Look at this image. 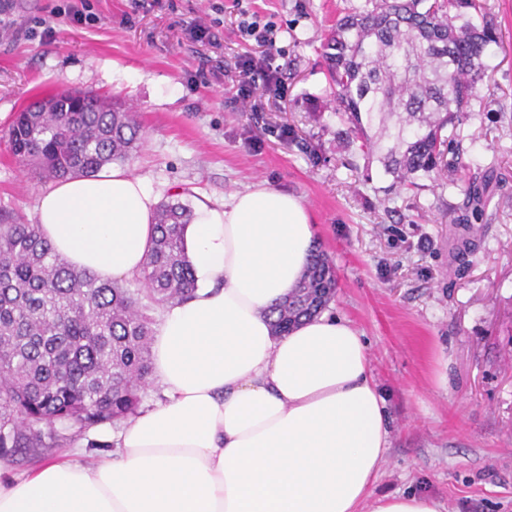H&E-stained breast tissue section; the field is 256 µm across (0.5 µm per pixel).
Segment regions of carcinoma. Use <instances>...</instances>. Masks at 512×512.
I'll return each mask as SVG.
<instances>
[{
    "instance_id": "carcinoma-1",
    "label": "carcinoma",
    "mask_w": 512,
    "mask_h": 512,
    "mask_svg": "<svg viewBox=\"0 0 512 512\" xmlns=\"http://www.w3.org/2000/svg\"><path fill=\"white\" fill-rule=\"evenodd\" d=\"M495 28L476 0H364L328 29L320 57L333 101L365 158L377 156L393 186L422 187L465 166L458 118L471 111ZM18 112L13 156L44 180L92 176L142 144L130 108L93 92L65 91ZM490 173L471 178L451 223L469 231L490 202ZM191 208L157 207L153 246L137 287L77 269L20 220L0 224V460L38 455L139 412L151 375L154 311L194 290L183 228ZM336 270L312 255L298 288L274 308L287 332L322 312Z\"/></svg>"
}]
</instances>
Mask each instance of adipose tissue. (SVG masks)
I'll use <instances>...</instances> for the list:
<instances>
[{
    "mask_svg": "<svg viewBox=\"0 0 512 512\" xmlns=\"http://www.w3.org/2000/svg\"><path fill=\"white\" fill-rule=\"evenodd\" d=\"M159 199L147 177L107 168L58 181L34 220L72 265L129 278ZM314 238L303 199L263 182L198 203L183 235L195 290L154 326L164 401L91 464L0 479V512H443L428 494L373 495L391 429L351 322L324 313L272 331L269 312L296 288Z\"/></svg>",
    "mask_w": 512,
    "mask_h": 512,
    "instance_id": "1",
    "label": "adipose tissue"
}]
</instances>
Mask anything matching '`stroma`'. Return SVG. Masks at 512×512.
Returning <instances> with one entry per match:
<instances>
[{"mask_svg": "<svg viewBox=\"0 0 512 512\" xmlns=\"http://www.w3.org/2000/svg\"><path fill=\"white\" fill-rule=\"evenodd\" d=\"M0 0V216L33 220L49 187L10 151L18 112L60 91L134 106L146 138L127 161L163 199L223 202L264 181L301 196L336 268L330 314L370 345L385 390L391 448L376 494L423 492L444 512H512V0H485L490 46L472 110L458 127L471 168L496 181L475 236L451 224L464 181L392 189L356 156L345 127L317 112L325 29L361 0H249L277 23L279 95L234 104L236 65L260 47L236 34L233 0ZM204 22L221 45L196 41ZM53 38H45L46 27Z\"/></svg>", "mask_w": 512, "mask_h": 512, "instance_id": "35a3bbf8", "label": "stroma"}]
</instances>
